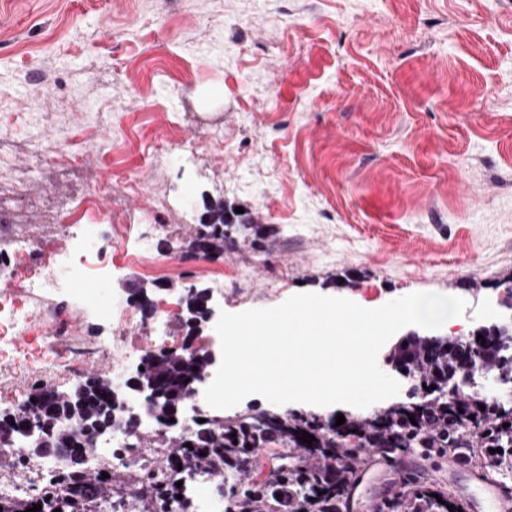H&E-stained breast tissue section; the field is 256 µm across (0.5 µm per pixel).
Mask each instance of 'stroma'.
I'll list each match as a JSON object with an SVG mask.
<instances>
[{"instance_id":"obj_1","label":"stroma","mask_w":512,"mask_h":512,"mask_svg":"<svg viewBox=\"0 0 512 512\" xmlns=\"http://www.w3.org/2000/svg\"><path fill=\"white\" fill-rule=\"evenodd\" d=\"M65 149L80 171L54 165ZM126 177L115 251L163 225L154 254L185 276L116 266L80 303L25 296L0 263V306L36 315L0 340V411L112 374L100 348L125 282L158 297L211 287L218 267L243 274L216 298L229 313L439 292L466 296L453 335L505 322L512 0H0V252L63 241L60 204L85 184L111 208ZM210 200L242 213L223 256L192 259Z\"/></svg>"}]
</instances>
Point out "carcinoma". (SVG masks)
Segmentation results:
<instances>
[{"label": "carcinoma", "instance_id": "carcinoma-1", "mask_svg": "<svg viewBox=\"0 0 512 512\" xmlns=\"http://www.w3.org/2000/svg\"><path fill=\"white\" fill-rule=\"evenodd\" d=\"M224 205L211 207V223L202 224L196 238L224 247ZM482 340H477V335ZM398 345L389 363L410 386L409 401L378 407L364 417H336L315 414L260 412L246 417L226 418L216 426L208 420L198 424L191 439L181 440L176 449L153 461L162 478L145 481L150 493L149 512H194L190 497L176 498L182 477L198 472L221 478L236 472L255 477L236 482L228 500L248 512H338L349 504V492L357 483L358 461L368 448L385 457L402 453L424 455L435 462L455 453L469 460L482 455L483 471L492 476L503 463L512 464V393L494 400L479 391L466 389L472 371L479 367L491 372L503 386L512 389V325L481 326L466 337L409 336ZM139 376L156 385L160 398L156 420L182 401L189 380L197 376L196 363L180 351L156 359L145 356ZM454 387L448 392V387ZM55 389L33 388L31 399L46 402L42 425L52 430L51 444L66 448L69 437L58 430L59 417L74 421L86 430L85 450L100 435L97 424L115 419L116 406L98 384L76 386L66 399L54 397ZM414 420H409V415ZM315 437L302 443L303 432ZM20 438L9 437L0 428V450L9 455L15 468L25 467L37 453V445L15 452ZM191 447H186V444ZM273 449L272 461L262 462V451ZM502 452L491 453V450ZM81 454L66 471L55 470L41 493L30 497L0 496V512H25L41 505V512H100L107 502L102 474H91ZM455 501L443 488L422 485L414 476L402 479L400 490L383 504L381 512H458L450 510Z\"/></svg>", "mask_w": 512, "mask_h": 512}]
</instances>
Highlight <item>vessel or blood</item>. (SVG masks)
<instances>
[{"label": "vessel or blood", "instance_id": "b4317fda", "mask_svg": "<svg viewBox=\"0 0 512 512\" xmlns=\"http://www.w3.org/2000/svg\"><path fill=\"white\" fill-rule=\"evenodd\" d=\"M448 485L467 512H512V493L454 458L448 461Z\"/></svg>", "mask_w": 512, "mask_h": 512}]
</instances>
